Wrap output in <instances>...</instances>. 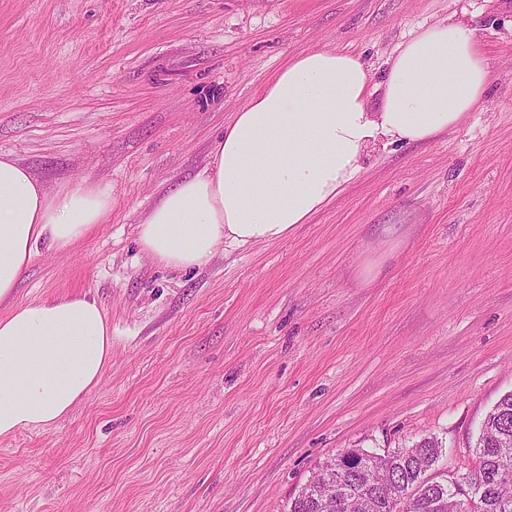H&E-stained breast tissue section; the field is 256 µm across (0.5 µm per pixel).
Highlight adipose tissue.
<instances>
[{"label":"adipose tissue","mask_w":512,"mask_h":512,"mask_svg":"<svg viewBox=\"0 0 512 512\" xmlns=\"http://www.w3.org/2000/svg\"><path fill=\"white\" fill-rule=\"evenodd\" d=\"M492 67L476 30L448 19L398 46L372 110V75L355 56L313 49L293 56L225 126L207 165L161 197L139 224L156 263L188 269L220 244L274 242L307 223L352 182L380 139L428 143L457 129L482 102ZM112 207V190L83 182L50 191L0 153V438L52 426L101 380L112 327L88 296L17 302L39 244L63 251Z\"/></svg>","instance_id":"1"}]
</instances>
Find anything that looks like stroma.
I'll list each match as a JSON object with an SVG mask.
<instances>
[{"mask_svg": "<svg viewBox=\"0 0 512 512\" xmlns=\"http://www.w3.org/2000/svg\"><path fill=\"white\" fill-rule=\"evenodd\" d=\"M467 21L494 78L461 127L375 144L288 237L156 265L138 225L204 168L288 58L382 81L421 27ZM50 188L112 189L103 224L39 249L18 301L95 297L100 384L0 439V512H283L342 448L434 436L471 464L512 391V0H0V153Z\"/></svg>", "mask_w": 512, "mask_h": 512, "instance_id": "obj_1", "label": "stroma"}]
</instances>
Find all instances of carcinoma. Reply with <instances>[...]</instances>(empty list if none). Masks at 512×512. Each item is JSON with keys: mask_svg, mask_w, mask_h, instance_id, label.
I'll return each mask as SVG.
<instances>
[{"mask_svg": "<svg viewBox=\"0 0 512 512\" xmlns=\"http://www.w3.org/2000/svg\"><path fill=\"white\" fill-rule=\"evenodd\" d=\"M442 443L425 437L383 454L331 455L286 512H512V392L486 415L464 473L435 470Z\"/></svg>", "mask_w": 512, "mask_h": 512, "instance_id": "cac0c4a2", "label": "carcinoma"}]
</instances>
